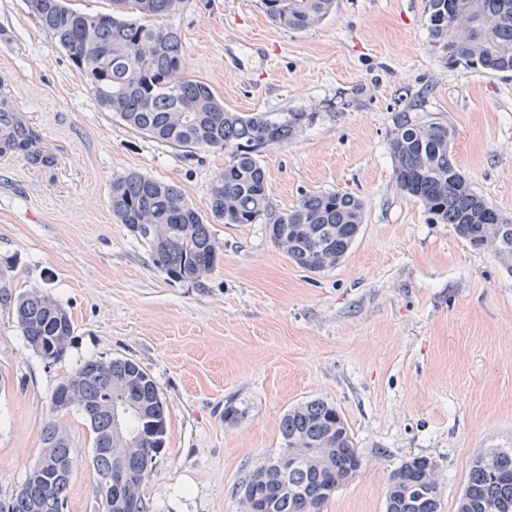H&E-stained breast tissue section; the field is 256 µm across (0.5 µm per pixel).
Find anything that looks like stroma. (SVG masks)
I'll return each mask as SVG.
<instances>
[{"instance_id": "stroma-1", "label": "stroma", "mask_w": 512, "mask_h": 512, "mask_svg": "<svg viewBox=\"0 0 512 512\" xmlns=\"http://www.w3.org/2000/svg\"><path fill=\"white\" fill-rule=\"evenodd\" d=\"M425 10L426 0H336L294 31L260 0H187L172 21L184 72L226 110L314 113L261 155L273 213L305 191L364 201L345 259L313 273L264 224L212 216L229 151L189 158L132 132L100 109L29 0H0V98L40 128L48 157L0 153V495L20 487L54 421L77 457L67 512H97L90 427L50 404L88 358L136 361L166 403L148 512H245L242 478L278 453L288 408L312 399L341 410L362 456L324 512H385L390 474L415 456L438 462L443 512H455L473 459L512 448V274L403 196L387 149L395 112L423 96L452 129L460 170L512 219V74L449 68ZM127 171L174 184L209 224L217 261L203 286L167 280L113 216L112 178ZM28 289L73 322L57 363L12 319L10 299Z\"/></svg>"}]
</instances>
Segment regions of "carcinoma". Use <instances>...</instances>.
Returning a JSON list of instances; mask_svg holds the SVG:
<instances>
[{"label": "carcinoma", "instance_id": "1", "mask_svg": "<svg viewBox=\"0 0 512 512\" xmlns=\"http://www.w3.org/2000/svg\"><path fill=\"white\" fill-rule=\"evenodd\" d=\"M42 27L87 78L101 108L139 135L182 148L228 149L224 174L210 187L213 217L226 224L266 220L272 242L298 267L320 272L338 265L360 234L365 205L344 191L302 194L288 212L271 215L269 188L260 163L268 147L293 139L313 121V112L239 113L224 109L210 87L181 72L182 40L169 23L185 0H112L106 23L101 14L73 9L67 0H30ZM335 0H262L277 25L305 30L320 23ZM425 22L431 43L448 67L512 73V0H427ZM423 103L395 113L388 146L398 190L421 203L435 224H450L475 249H489L512 273V221L491 206L451 157L453 132L437 119L411 115ZM39 130L31 125L3 134L0 152L43 160ZM112 214L144 241L154 267L172 281L204 286L216 262L210 225L177 188L136 171L112 178ZM18 328L47 364L61 360L74 327L67 311L37 290L14 305ZM124 395L133 410L127 421L131 445L118 455L93 453L97 512H126L136 498L147 512L142 486L166 444L167 415L152 376L130 359H89L60 382L50 397L57 413L76 409L89 421L93 448H116L112 416L104 396ZM283 448L241 481L243 502L265 512H323L336 491L358 473L361 455L340 410L314 399L292 407L280 423ZM44 448L21 487L0 496V512H65L75 467L68 433L51 422ZM296 464L283 468L282 455ZM55 466L49 467L44 460ZM129 480L109 484L116 466ZM386 512H442L439 464L429 457L403 461L390 475ZM456 512H512V451L474 458Z\"/></svg>", "mask_w": 512, "mask_h": 512}]
</instances>
